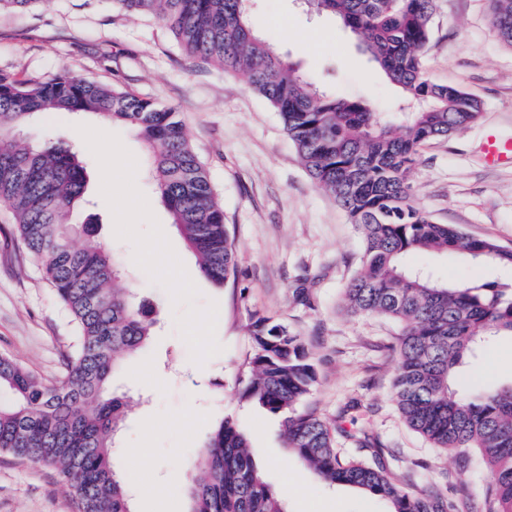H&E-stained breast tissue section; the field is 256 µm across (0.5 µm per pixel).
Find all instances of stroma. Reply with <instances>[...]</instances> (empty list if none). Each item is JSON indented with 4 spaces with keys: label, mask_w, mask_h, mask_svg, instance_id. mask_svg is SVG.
<instances>
[{
    "label": "stroma",
    "mask_w": 512,
    "mask_h": 512,
    "mask_svg": "<svg viewBox=\"0 0 512 512\" xmlns=\"http://www.w3.org/2000/svg\"><path fill=\"white\" fill-rule=\"evenodd\" d=\"M258 34L297 65L318 90L396 111L400 90L363 51L341 20L310 9L306 0H248ZM426 75L461 86L482 104L478 122L423 144L411 179L415 205L438 224L512 249V167H491L481 152L492 132L512 139V48L498 38L488 0H436ZM0 71L41 81L66 71L177 108L189 142L208 171L235 245L237 276L224 288L203 277L194 253L174 227L151 177L146 147L123 123H107L103 139L81 126L92 115L47 112L24 132L37 142L76 148L86 166L87 205L96 241L110 245L133 289L155 320L146 347L127 358L112 379L132 407L115 436V469L131 487L133 512H184V489L199 451L224 417L249 441L265 481L281 490L289 476L306 487L320 512H389L383 500L353 487L327 486L284 448L281 418L245 393L254 346L247 326L260 313L288 325L305 342L317 383L305 404L336 422V446L370 460L361 434L374 436L391 472L416 488L433 483L449 499L481 496L492 483L488 465L459 474L452 456L410 429L393 394L394 330L385 319L352 316L342 308L346 284L360 264L361 237L329 192L301 164L277 112L238 77L193 66L158 21L129 16L110 0H47L25 11H0ZM122 183L138 209L125 208L111 182ZM162 250L139 266L145 246ZM410 266L460 284L512 279V269L475 264L457 253H418ZM184 265L191 288L174 275ZM73 326L0 205V355L44 382L62 371ZM461 373L476 388L512 382V337L482 348ZM153 500L142 496L144 487ZM0 512H76L56 472L0 451Z\"/></svg>",
    "instance_id": "1"
}]
</instances>
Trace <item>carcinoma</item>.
<instances>
[{"instance_id": "obj_1", "label": "carcinoma", "mask_w": 512, "mask_h": 512, "mask_svg": "<svg viewBox=\"0 0 512 512\" xmlns=\"http://www.w3.org/2000/svg\"><path fill=\"white\" fill-rule=\"evenodd\" d=\"M127 15L158 20L186 56L239 77L281 119L309 176L331 193L363 242L360 268L344 303L353 315L378 316L398 331L395 396L406 424L433 447L470 452L493 471L485 512H512V384L458 390L459 368L496 336L512 337V281L450 285L407 263L423 252H458L474 262L512 267V250L437 224L418 209L411 172L419 147L476 122L479 100L456 85L425 76L435 0H315L357 33L365 50L402 90L398 121L359 101L319 92L299 68L252 29L246 0H110ZM499 40L512 47V0H491ZM41 112L92 113L136 130L164 206L204 277L218 288L235 275V247L224 210L186 138L180 112L151 99L67 72L36 83L0 72V203L42 279L71 317L76 344L64 369L46 384L16 361L0 357V450L53 468L77 512H131L128 484L112 464L114 437L129 397L112 390L121 357L150 335L151 312L115 283L123 270L105 246L73 242L89 236L73 222L85 193V170L63 143L33 145L12 136ZM255 354L247 396L283 416L284 446L326 484L350 485L389 502L392 512H467L434 488L405 489L376 450L373 461L343 456L335 428L298 406L317 383L308 349L288 326L254 315L248 324ZM186 512H286L265 482L248 442L226 417L203 444L200 475L186 490Z\"/></svg>"}]
</instances>
